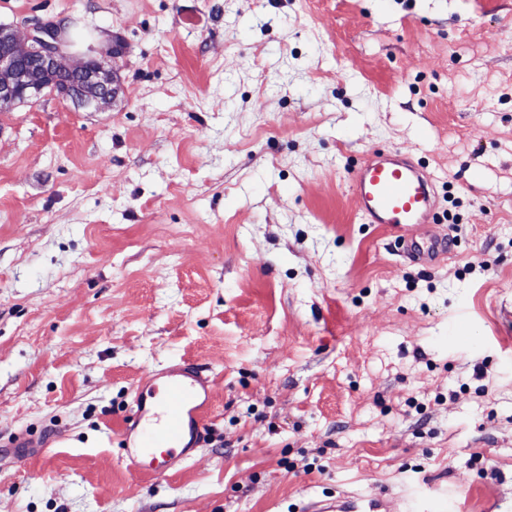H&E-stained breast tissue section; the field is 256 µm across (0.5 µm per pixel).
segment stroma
Listing matches in <instances>:
<instances>
[{
  "mask_svg": "<svg viewBox=\"0 0 512 512\" xmlns=\"http://www.w3.org/2000/svg\"><path fill=\"white\" fill-rule=\"evenodd\" d=\"M36 19L126 53L100 109L0 110V512H512V0H0ZM372 153L425 166L453 255L362 222ZM186 362L205 439L129 471ZM407 232L402 238V256L411 262L440 259L451 252L452 243L449 236L433 235L427 239H417L412 233ZM382 509L378 499L353 497L318 500L313 507H305L303 512H381Z\"/></svg>",
  "mask_w": 512,
  "mask_h": 512,
  "instance_id": "35a3bbf8",
  "label": "stroma"
}]
</instances>
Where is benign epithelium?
I'll return each instance as SVG.
<instances>
[{"mask_svg":"<svg viewBox=\"0 0 512 512\" xmlns=\"http://www.w3.org/2000/svg\"><path fill=\"white\" fill-rule=\"evenodd\" d=\"M123 45L113 44L96 57L77 65L65 63L69 53L65 30L53 22H38L30 27L25 40L9 25H0V101L23 102L43 94V88L28 81L22 65L30 63L47 71L63 75H86L87 87L72 96L83 108H96L112 98V67L122 54Z\"/></svg>","mask_w":512,"mask_h":512,"instance_id":"benign-epithelium-1","label":"benign epithelium"}]
</instances>
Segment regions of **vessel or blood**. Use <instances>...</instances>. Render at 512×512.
Returning <instances> with one entry per match:
<instances>
[{
  "mask_svg": "<svg viewBox=\"0 0 512 512\" xmlns=\"http://www.w3.org/2000/svg\"><path fill=\"white\" fill-rule=\"evenodd\" d=\"M353 198L358 215L369 224H392L405 229L402 255L409 261L434 260L451 251L449 237L420 239L410 227L428 223L433 211V189L423 168L401 155H377L352 172ZM211 388L192 366L166 374L162 390L139 394L123 437L128 466L168 471L175 455L193 453L201 437ZM377 499L361 497L320 500L304 512H381Z\"/></svg>",
  "mask_w": 512,
  "mask_h": 512,
  "instance_id": "1",
  "label": "vessel or blood"
}]
</instances>
